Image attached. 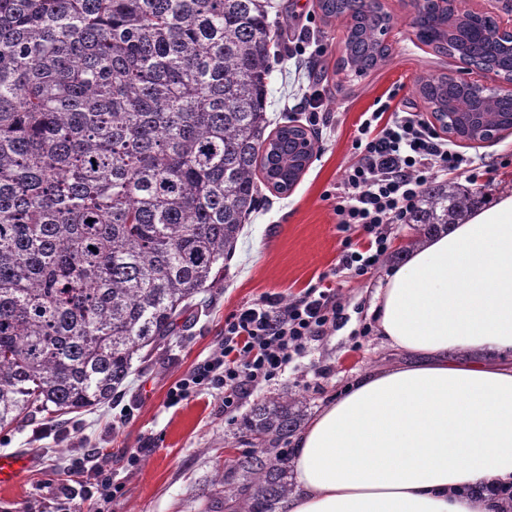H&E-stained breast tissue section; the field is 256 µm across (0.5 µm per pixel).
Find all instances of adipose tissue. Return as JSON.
<instances>
[{"label":"adipose tissue","mask_w":512,"mask_h":512,"mask_svg":"<svg viewBox=\"0 0 512 512\" xmlns=\"http://www.w3.org/2000/svg\"><path fill=\"white\" fill-rule=\"evenodd\" d=\"M416 356L366 374L293 442L283 512H499L471 487L512 483V189L393 267L371 299Z\"/></svg>","instance_id":"ef3b65f1"}]
</instances>
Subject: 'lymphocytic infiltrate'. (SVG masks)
I'll return each mask as SVG.
<instances>
[{
    "label": "lymphocytic infiltrate",
    "mask_w": 512,
    "mask_h": 512,
    "mask_svg": "<svg viewBox=\"0 0 512 512\" xmlns=\"http://www.w3.org/2000/svg\"><path fill=\"white\" fill-rule=\"evenodd\" d=\"M355 147L359 158L336 188L334 213L340 231L358 229L363 237H346L335 271L364 276L387 257L392 224L407 222L434 176L470 172L472 161L418 113L382 107L362 113ZM348 321L335 289L319 284L285 305L270 296L235 310L224 319L223 347L170 388L168 403L217 389L225 409H234Z\"/></svg>",
    "instance_id": "1"
}]
</instances>
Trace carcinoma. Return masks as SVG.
<instances>
[{
    "instance_id": "1",
    "label": "carcinoma",
    "mask_w": 512,
    "mask_h": 512,
    "mask_svg": "<svg viewBox=\"0 0 512 512\" xmlns=\"http://www.w3.org/2000/svg\"><path fill=\"white\" fill-rule=\"evenodd\" d=\"M348 22L344 0H319ZM271 0H0V430L110 401L134 359L171 336L235 253L259 182L280 188L288 133L267 132ZM378 4L344 63L385 60ZM500 46L492 21L463 22ZM442 77L422 99L445 101ZM509 108L488 103L486 127ZM477 192L432 182L410 245L458 224ZM308 402L283 394L240 424L251 450L224 475V512H279L288 444Z\"/></svg>"
}]
</instances>
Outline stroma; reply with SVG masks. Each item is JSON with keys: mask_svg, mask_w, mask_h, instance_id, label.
<instances>
[{"mask_svg": "<svg viewBox=\"0 0 512 512\" xmlns=\"http://www.w3.org/2000/svg\"><path fill=\"white\" fill-rule=\"evenodd\" d=\"M275 2L285 32L271 49L267 112L274 126L289 119L306 125L305 98L320 90L329 121L310 126L318 146L312 164L290 192L261 186V203L246 221L223 277L180 317L169 345L134 361L113 400L59 420L39 415L0 432V453L29 461L16 483L0 486V512H45L52 500L64 512H213L214 500L224 494L226 465L246 449L239 423L254 402L289 390L307 398L313 415L360 375L412 363L411 355L387 346L377 333L358 336V329L372 321V295L394 261L385 259L362 277H331L345 234L337 228L326 194L357 159L353 140L362 112L387 97L400 111L429 117L415 93L417 82L457 73L461 64L416 38L404 0H381L393 18L388 59L364 73L344 71L345 24L326 19L318 0ZM304 30L325 46L324 56L297 50ZM465 153L477 167L475 188L483 199L512 189V135L467 147ZM318 282L337 289L350 316L346 327L313 343L282 376L256 387L237 409L225 411L215 389L168 405L169 387L219 349L228 314L270 294L291 300ZM137 448L143 451L141 460L128 466L127 456ZM103 455L113 480L123 486L122 495L108 502L92 480L77 473Z\"/></svg>", "mask_w": 512, "mask_h": 512, "instance_id": "35a3bbf8", "label": "stroma"}]
</instances>
